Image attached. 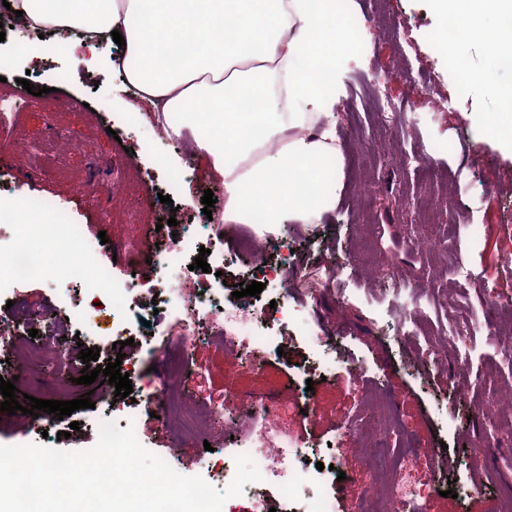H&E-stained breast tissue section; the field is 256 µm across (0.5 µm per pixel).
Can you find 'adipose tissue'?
<instances>
[{
  "instance_id": "ef3b65f1",
  "label": "adipose tissue",
  "mask_w": 512,
  "mask_h": 512,
  "mask_svg": "<svg viewBox=\"0 0 512 512\" xmlns=\"http://www.w3.org/2000/svg\"><path fill=\"white\" fill-rule=\"evenodd\" d=\"M32 31H78L86 42L120 32L130 88L158 125L189 131L195 153L224 187L222 222L268 228L318 224L345 188L341 147L329 117L336 71L354 38L341 0H9ZM444 19L481 36L489 59L483 82L502 110L493 138L512 146V86L496 80L512 57V0H433ZM493 22L478 27L483 15ZM149 28H142V20ZM226 128L234 137H223ZM261 136H254V129ZM313 183V195L299 185Z\"/></svg>"
}]
</instances>
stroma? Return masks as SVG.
Listing matches in <instances>:
<instances>
[{
	"label": "stroma",
	"instance_id": "stroma-1",
	"mask_svg": "<svg viewBox=\"0 0 512 512\" xmlns=\"http://www.w3.org/2000/svg\"><path fill=\"white\" fill-rule=\"evenodd\" d=\"M398 17L400 28L391 36L368 31L349 52L336 73L341 110L336 131L344 157L343 195L318 224H288L277 235L295 250L293 262L302 267L316 290L304 299V312L290 325L274 327L287 337L282 354H268L259 369L244 372L233 350L200 336L188 354L194 379L191 391L198 401L227 403L237 395L273 396L284 409L283 421L296 445L308 449L309 462L322 461V447L339 450L344 480L326 475L324 492L335 501V512H364V490L371 469L380 460L389 437L374 436L361 450L347 439L350 423L370 420L379 427L377 412L366 407V387H374L394 402L405 434L421 459H436L443 476L452 480L451 497L432 495L423 512H500V498L512 493V272H504L496 257L512 253V205L502 192L512 190V151L489 140L484 119L500 110L497 95L475 81L485 68L483 42L464 45L470 81H462L438 39L442 17L431 0H384ZM38 34L7 32L0 49L14 54L11 77L0 82V99L21 94L22 79L38 89L28 107L0 122V193L26 201L43 198L58 204L71 223L83 225L89 239L106 235L94 260L110 275L124 279L135 271V259L145 256L151 242L150 225L175 218L176 234L209 243L201 199L212 190L213 213L224 205V189L213 180L204 159L185 165L176 140L154 138L155 120L140 112L141 102L123 82L118 69L107 66L122 50L110 42L96 48L103 58L96 73L74 52L56 49L27 58L25 45ZM67 72V83L56 80ZM424 81L407 96L408 76ZM404 104L401 112L377 117V100ZM139 112L124 140L107 132L106 118L114 112ZM434 140L469 142L477 152L471 163L459 153L428 158ZM107 160L119 184L111 211H103L98 195L80 187L89 158ZM48 165L46 173L29 176L30 166ZM131 257L130 264L113 260L114 248ZM335 258L336 266L311 265L309 252ZM467 269L470 279L451 274ZM341 271L345 294L327 281ZM175 285L189 292L203 281L251 284L252 276L238 261L226 260L221 273L190 269L188 261L172 270ZM448 297L457 308L473 313L470 335L447 340L450 319L434 305ZM89 282L73 285L59 297L43 278L21 280L7 303L38 314L37 335L29 323L13 330L10 350H0V378L14 380L18 393L42 400L70 401L90 394L92 405L54 421L42 435L34 416L0 412V444H44L65 451L92 448L98 424L112 409L134 418L141 444L186 477L199 476L216 489L224 482L211 468L206 447L225 449L236 459L245 446L244 421L218 423L209 438L184 440L176 430H163L143 400L157 374L149 348H142L131 381V398H103V385L79 384L81 349H99L98 364L116 357L111 306L94 307ZM70 318L71 328L60 345L46 344L49 324ZM325 330L336 342L342 361L329 380L307 384L302 371L312 357L308 330ZM431 341L447 357L431 376L418 366L417 346ZM464 365L467 387L457 392L449 381ZM311 393L314 416L296 414L292 402ZM78 430H70V421ZM70 438H62V431Z\"/></svg>",
	"mask_w": 512,
	"mask_h": 512
}]
</instances>
